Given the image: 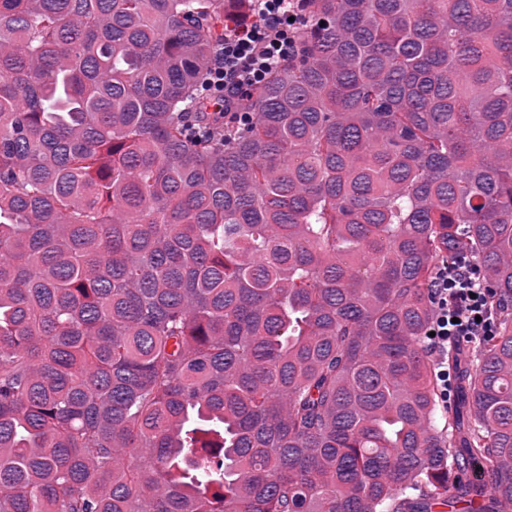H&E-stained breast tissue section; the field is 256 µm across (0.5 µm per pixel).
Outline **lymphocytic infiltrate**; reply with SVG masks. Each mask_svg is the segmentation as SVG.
Instances as JSON below:
<instances>
[{"instance_id":"obj_1","label":"lymphocytic infiltrate","mask_w":512,"mask_h":512,"mask_svg":"<svg viewBox=\"0 0 512 512\" xmlns=\"http://www.w3.org/2000/svg\"><path fill=\"white\" fill-rule=\"evenodd\" d=\"M248 20L224 34L209 65L206 90L216 103L215 117L226 124L247 120L239 102L262 85L273 64L294 50L289 33L288 0H255ZM488 290L477 266L457 259L442 263L430 288L432 317L427 349L436 358L440 384L448 382V350L491 332Z\"/></svg>"}]
</instances>
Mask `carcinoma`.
Returning <instances> with one entry per match:
<instances>
[{"label": "carcinoma", "mask_w": 512, "mask_h": 512, "mask_svg": "<svg viewBox=\"0 0 512 512\" xmlns=\"http://www.w3.org/2000/svg\"><path fill=\"white\" fill-rule=\"evenodd\" d=\"M0 0V512L512 504V0ZM465 258L492 334L448 351ZM256 12L224 31V45L209 64L207 94L216 101L214 117L226 124L244 122L239 102L262 85L272 65L294 50L289 33L288 0H255ZM488 289L483 285L479 268L463 259L442 263L432 282L427 349L436 358L443 408L452 402L448 397V345L455 347L470 342L472 336L491 334ZM476 316L481 317L480 322ZM453 318L459 322L452 323ZM430 332H435V336H430Z\"/></svg>", "instance_id": "1"}]
</instances>
